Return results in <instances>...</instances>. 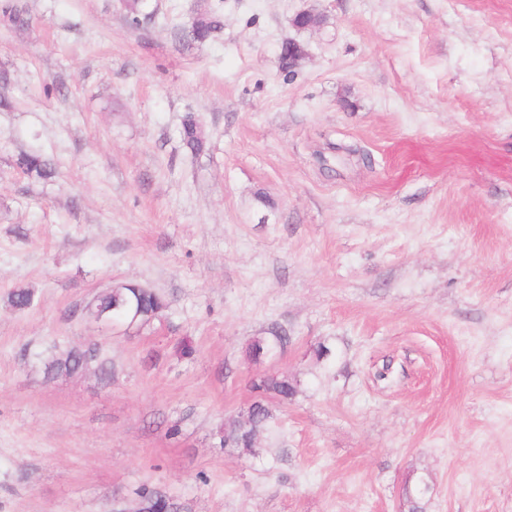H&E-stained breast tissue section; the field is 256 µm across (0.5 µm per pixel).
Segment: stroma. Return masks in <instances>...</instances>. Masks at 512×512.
<instances>
[{
    "label": "stroma",
    "mask_w": 512,
    "mask_h": 512,
    "mask_svg": "<svg viewBox=\"0 0 512 512\" xmlns=\"http://www.w3.org/2000/svg\"><path fill=\"white\" fill-rule=\"evenodd\" d=\"M143 4L0 0V512H512V0ZM118 282L168 309L101 328ZM197 124L198 120L194 116L189 115L183 122L180 131L183 144L195 155L201 154L206 148L204 138L197 132ZM16 164L26 172H36L40 176H51L54 173L53 163L41 156L32 154H23L17 158ZM99 352V348L95 344L63 351L44 362V374L47 378L61 373L73 375L87 369L89 363H96L97 368L102 373H106L107 368L104 361L100 359ZM264 394L271 398H278L281 401L291 400L297 393L296 385L288 378L269 375L260 380L257 385ZM273 420V414L265 399H260L254 404L252 411V425L247 428L231 429L227 436L231 438L236 448L246 454L256 455L258 448H255L257 434L267 429ZM140 497V512H175L176 506L169 496L156 488L143 485L138 490ZM173 507V511L167 508Z\"/></svg>",
    "instance_id": "1"
}]
</instances>
